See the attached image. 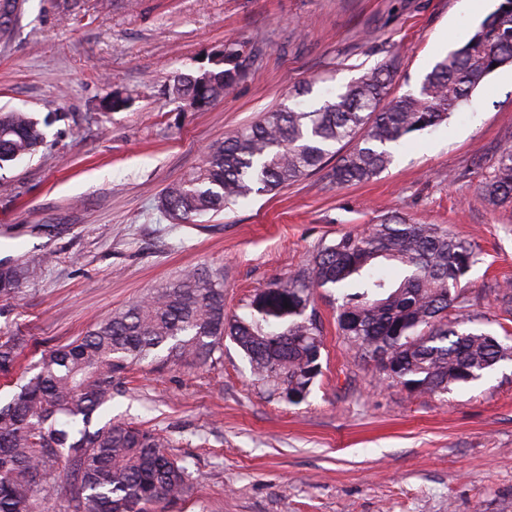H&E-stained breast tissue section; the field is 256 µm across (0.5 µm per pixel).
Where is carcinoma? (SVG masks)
Here are the masks:
<instances>
[{
  "label": "carcinoma",
  "mask_w": 512,
  "mask_h": 512,
  "mask_svg": "<svg viewBox=\"0 0 512 512\" xmlns=\"http://www.w3.org/2000/svg\"><path fill=\"white\" fill-rule=\"evenodd\" d=\"M16 0H0V41L18 21ZM219 71L181 73L172 94L203 109L222 99L244 75L243 46L224 44ZM512 66V0L497 8L460 48L437 61L419 89L391 95L395 61L364 72L338 93L307 105L311 87L295 89L277 109L213 143L203 164L171 186L162 208L177 223L217 213L252 194H276L319 171L338 184L367 182L393 161L407 136L454 114L486 78ZM355 142L328 166L332 149ZM45 142L27 112L0 110V169L34 155ZM479 193L512 204V144L503 146ZM478 261L473 245L437 224L386 214L364 234L347 233L322 247L311 271L276 281L253 297L250 316L224 312V278L195 268L147 298L95 322L73 342L44 351L39 372L0 406V512H39L65 487L67 512H166L189 488V473L165 451L158 433L109 420L94 427L112 402L115 373L159 351L172 361L205 363L230 337L254 374L305 399L320 373L322 330L307 310L320 290H335L337 322L348 341L412 391L444 394L477 382L512 345L472 327L458 312L461 279ZM387 265L399 276L381 273ZM38 275L29 264H0V296ZM23 337L0 342V374L11 373Z\"/></svg>",
  "instance_id": "carcinoma-1"
}]
</instances>
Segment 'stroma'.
Here are the masks:
<instances>
[{
  "label": "stroma",
  "mask_w": 512,
  "mask_h": 512,
  "mask_svg": "<svg viewBox=\"0 0 512 512\" xmlns=\"http://www.w3.org/2000/svg\"><path fill=\"white\" fill-rule=\"evenodd\" d=\"M497 2L25 0L0 42V107L62 118L32 158L0 172V261L40 268L0 298V341L26 339L0 376V404L43 350L186 269L220 271L226 313L245 317L256 293L388 212L473 244L462 311L512 344L498 288L512 281V206L477 190L512 142L511 67L368 182L336 186L319 172L189 223L160 208L211 142L297 86L312 84L313 103L392 59L394 93L416 90ZM228 41L251 52L234 90L202 110L175 98L174 77L216 68ZM110 92L124 109L105 111ZM336 305L328 292L315 299L321 372L298 403L229 339L204 365L151 356L120 374L108 416L155 429L190 474L169 512H512V361L445 394L412 393L342 335Z\"/></svg>",
  "instance_id": "stroma-1"
}]
</instances>
